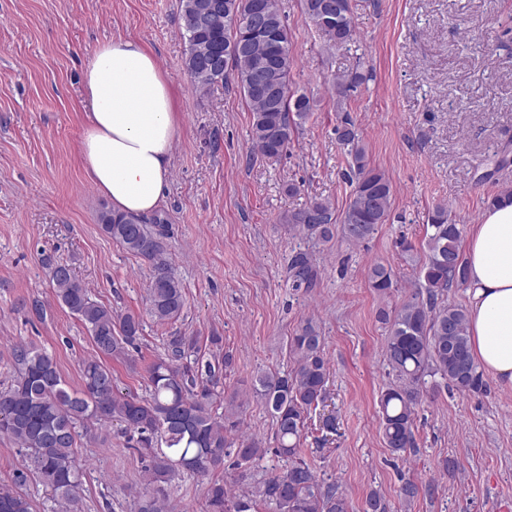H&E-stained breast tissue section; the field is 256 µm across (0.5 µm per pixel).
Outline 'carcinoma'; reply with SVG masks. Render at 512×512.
<instances>
[{
  "instance_id": "obj_1",
  "label": "carcinoma",
  "mask_w": 512,
  "mask_h": 512,
  "mask_svg": "<svg viewBox=\"0 0 512 512\" xmlns=\"http://www.w3.org/2000/svg\"><path fill=\"white\" fill-rule=\"evenodd\" d=\"M208 0H179L186 43L185 66L194 92L206 94L234 72L237 87L252 112L251 140L263 156H280L288 149L299 124L312 111L313 100L290 87L294 57L283 20L281 0H224V11L203 25L189 20L201 13ZM305 14L332 48L355 42L349 0H302ZM267 25L252 31L242 26L254 12ZM363 76L357 72L334 78L336 109L350 93L357 92ZM345 149L352 174V190L342 211L329 198L314 199L288 212L282 223L311 238L331 242L341 230L349 242L371 236L388 220L393 186L371 165L354 120L344 115L335 128ZM102 229L127 251L148 261L152 276L147 289L148 312L165 323L180 316L185 305L181 282L171 271L163 244L168 219L117 215L109 210L99 216ZM426 255L419 263L416 288L391 312L380 311L388 324L385 361L391 381L379 396V420L384 443L399 455L415 444L414 419L426 378L439 377L463 394L485 391L483 372L470 352L467 312L448 304L443 296L455 283L466 282L461 252L462 227L436 206L429 212ZM57 301L88 328L97 352L103 357L129 359L137 348L142 322L133 314H116L98 303L76 280L72 269L46 262ZM288 280L299 291L316 287L318 267L312 254L296 251L288 259ZM371 288L385 295L395 286L392 267L377 262L369 267ZM293 366L287 371H264L253 385L275 423V453L286 469L260 481L250 493L230 495L219 481L205 488L208 512H257L263 501L275 512H351L349 500L332 484L321 482L302 457L301 437L311 408L324 402L329 380L325 339L311 320L304 321L290 340ZM16 376L0 391V436L26 451L29 467L50 489L63 512H78L82 471L75 452L78 428L88 421L118 422L138 435L151 464L147 485L169 483L185 472L205 475L224 465L235 453L237 464H248L267 453L254 438L228 439L226 420L214 404L223 372L232 355L199 353L197 339L172 336L167 353L146 368L148 395L119 392L112 371L101 361H87L80 388L68 387L54 358L32 344L12 350ZM27 472L14 473L12 487L0 488V512H31L22 492ZM134 512H161L158 498L146 490Z\"/></svg>"
}]
</instances>
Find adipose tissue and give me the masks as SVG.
I'll return each mask as SVG.
<instances>
[{
    "label": "adipose tissue",
    "instance_id": "obj_1",
    "mask_svg": "<svg viewBox=\"0 0 512 512\" xmlns=\"http://www.w3.org/2000/svg\"><path fill=\"white\" fill-rule=\"evenodd\" d=\"M88 108L84 169L113 212L147 216L161 205L179 126L171 83L139 38L99 44L82 73ZM471 353L498 385L512 389V203L489 206L468 236Z\"/></svg>",
    "mask_w": 512,
    "mask_h": 512
}]
</instances>
